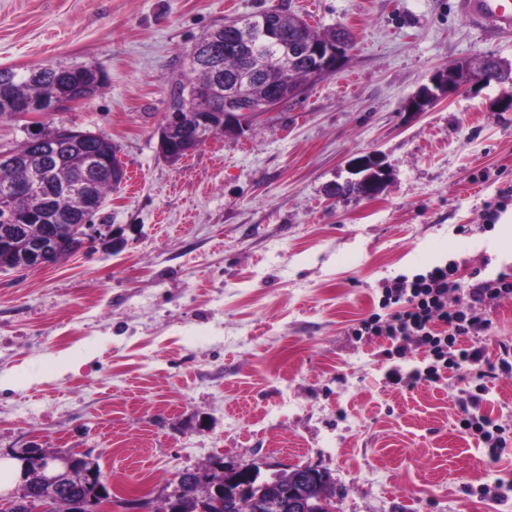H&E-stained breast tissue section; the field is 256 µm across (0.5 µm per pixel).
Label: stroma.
Listing matches in <instances>:
<instances>
[{
	"label": "stroma",
	"instance_id": "obj_1",
	"mask_svg": "<svg viewBox=\"0 0 512 512\" xmlns=\"http://www.w3.org/2000/svg\"><path fill=\"white\" fill-rule=\"evenodd\" d=\"M264 9L348 28L346 66L165 160L175 69ZM490 54L512 64V35L460 0H0V68L106 72L38 121L104 133L126 171L106 198L114 248L0 269V452L90 451L112 512H162L180 473L216 456L265 477L327 471L336 512H512V376L486 379L476 407L505 428L495 459L460 426L471 383L448 370L393 384L422 354L351 332L397 275L454 263L467 289L512 268V227L480 220L512 186L502 86L404 109L434 70ZM370 152L391 172L384 192L329 199ZM488 317L474 344L494 364L512 298Z\"/></svg>",
	"mask_w": 512,
	"mask_h": 512
}]
</instances>
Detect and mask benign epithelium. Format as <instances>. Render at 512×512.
I'll return each mask as SVG.
<instances>
[{
  "label": "benign epithelium",
  "mask_w": 512,
  "mask_h": 512,
  "mask_svg": "<svg viewBox=\"0 0 512 512\" xmlns=\"http://www.w3.org/2000/svg\"><path fill=\"white\" fill-rule=\"evenodd\" d=\"M227 26L238 30L240 37L246 43L261 41L275 53L280 67H291L298 57L312 63V70L317 76H333L345 66L350 46L343 41L337 42H291L285 43L276 18L265 16L252 18L248 21L237 19L227 23ZM217 38L216 32H211L204 40L197 43L192 51L195 66L216 69L219 60L212 50V44ZM269 55L253 60L250 68L244 71L239 82L249 86L251 79L262 72L268 64ZM498 59L487 56L481 65L463 62L456 68L440 69L433 72L428 82L418 87L407 102L410 112H423L442 98H451L464 87L487 85L490 83L492 72ZM78 80L73 92L59 100H53L47 105L37 106L30 102L16 104V116L29 118L38 112H51L64 104H75L86 100L97 91L106 79V74L95 64L78 67ZM280 104L279 94L274 92V84L267 86L263 100L252 104L241 95L230 94L225 98L224 108L210 109L198 119L196 128L184 125L182 112L173 110L167 112L165 121L157 130L159 153L169 161L181 159V155L190 154L201 146V141L210 136V130L219 129L226 135H237L243 128L265 112ZM98 137L100 133L91 131H76L61 128L51 137L45 136L38 130L29 133L16 149L0 154V163L22 168L27 162L26 146L38 143L44 146V155L54 156L58 142L74 135ZM350 177L342 183L332 184L326 191L329 198L334 199L351 189L364 197L379 195L384 189L388 172L382 157L377 153L359 156L348 164ZM83 193L84 206L87 211L86 220L79 224L66 226L68 243L73 252H87L94 244H101L112 239V227L109 224H93L91 217L97 215L105 207L104 200L95 195L88 184L79 186ZM36 221L45 223L42 210L38 209L26 216L10 220L13 227L0 232V249L11 254L19 253L20 269H34L50 266L55 263V248L59 239L30 238L25 235L23 225ZM11 458L19 459L26 465V474H33L42 490V496L36 501L24 498V488L27 483L19 484L6 496L0 495V509L3 512H47L53 498L57 495L61 482L66 478L80 477L83 482L103 481V476L97 467V459L87 452L49 451L45 448H29L16 451ZM278 475L272 476V481L259 486L264 491L278 488ZM251 480L240 481L234 477L222 487L214 485L211 491L197 503V512H225L231 507V501L255 495L256 505L265 507L256 493L259 488ZM71 507L79 512H106L107 502L99 497L89 496L81 499Z\"/></svg>",
  "instance_id": "benign-epithelium-1"
}]
</instances>
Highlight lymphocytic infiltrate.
Wrapping results in <instances>:
<instances>
[{
	"mask_svg": "<svg viewBox=\"0 0 512 512\" xmlns=\"http://www.w3.org/2000/svg\"><path fill=\"white\" fill-rule=\"evenodd\" d=\"M454 274V268L437 265L410 277H394L382 290L379 312L353 330L357 336H384L421 349L430 363L410 372V385L437 382L443 369L479 379L512 374V347L502 346L497 364L492 365L482 348L463 343L464 338L485 333L488 311L512 296V270L466 293Z\"/></svg>",
	"mask_w": 512,
	"mask_h": 512,
	"instance_id": "lymphocytic-infiltrate-1",
	"label": "lymphocytic infiltrate"
}]
</instances>
